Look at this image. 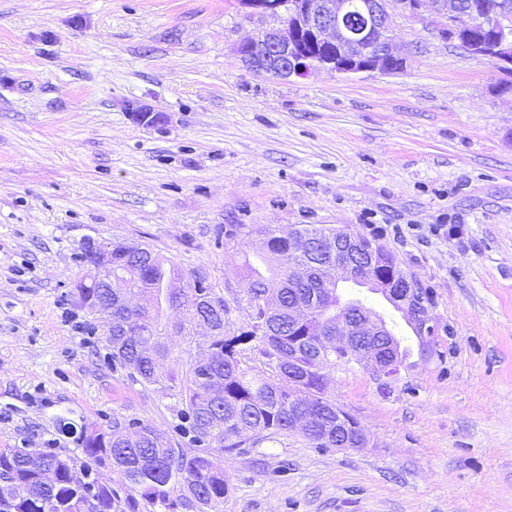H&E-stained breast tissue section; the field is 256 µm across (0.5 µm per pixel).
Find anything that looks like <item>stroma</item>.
Returning a JSON list of instances; mask_svg holds the SVG:
<instances>
[{
    "mask_svg": "<svg viewBox=\"0 0 512 512\" xmlns=\"http://www.w3.org/2000/svg\"><path fill=\"white\" fill-rule=\"evenodd\" d=\"M441 21L395 17L401 71L282 80L237 57L278 23L238 0H0V448L73 451L116 415L174 432L170 396L113 370L70 293L84 241L220 288L261 249L249 225L345 228L432 289V352L344 289L414 348L385 394L363 367L329 375L368 446L224 454V512H512V72Z\"/></svg>",
    "mask_w": 512,
    "mask_h": 512,
    "instance_id": "obj_1",
    "label": "stroma"
}]
</instances>
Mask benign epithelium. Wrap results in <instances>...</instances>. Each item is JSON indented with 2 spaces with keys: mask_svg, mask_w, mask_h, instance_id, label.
<instances>
[{
  "mask_svg": "<svg viewBox=\"0 0 512 512\" xmlns=\"http://www.w3.org/2000/svg\"><path fill=\"white\" fill-rule=\"evenodd\" d=\"M425 2L427 0H364L361 5L363 23L353 27L348 20V0H239L241 7L252 15L279 18L280 26L263 30L241 42L237 53L248 69L280 79L306 78L322 70L345 76L389 71L403 63L390 36L393 9L417 18ZM435 7L444 18L437 29L438 35L457 42L470 54L475 53L460 39L461 29L474 16L460 14L452 0H435ZM479 20L497 32L495 45L483 52V56L512 71V9L505 6ZM303 36L311 44L332 46L335 51L316 58L304 50ZM82 253L88 258L86 267L107 293L125 287L123 277L112 267V243L90 240L82 244ZM385 268L387 256L377 242L349 231H336L335 259L328 267L331 278L341 283L357 276L367 285L386 291L418 335H437L439 327L424 285L407 272L393 276L385 273ZM77 304L82 308H95L104 322V329L112 328V301L92 304L79 298ZM385 333L379 318L366 310L353 317L344 312L336 313V346L348 349L350 361L369 370L378 383L398 377L397 364L386 362L372 343L373 338Z\"/></svg>",
  "mask_w": 512,
  "mask_h": 512,
  "instance_id": "obj_1",
  "label": "benign epithelium"
}]
</instances>
